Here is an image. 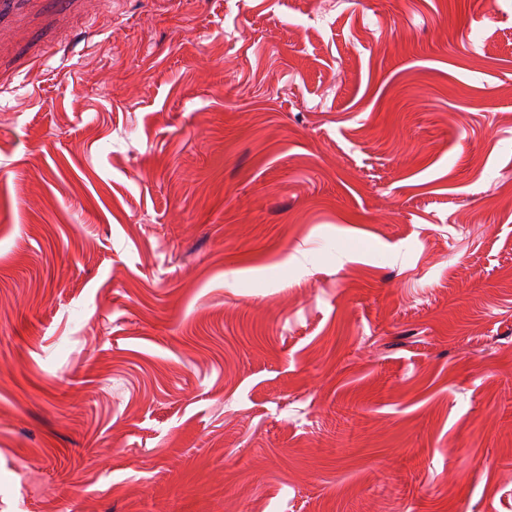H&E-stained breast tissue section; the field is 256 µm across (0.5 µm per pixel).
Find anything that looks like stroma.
<instances>
[{
  "instance_id": "obj_1",
  "label": "stroma",
  "mask_w": 512,
  "mask_h": 512,
  "mask_svg": "<svg viewBox=\"0 0 512 512\" xmlns=\"http://www.w3.org/2000/svg\"><path fill=\"white\" fill-rule=\"evenodd\" d=\"M0 512H512V0H11Z\"/></svg>"
}]
</instances>
